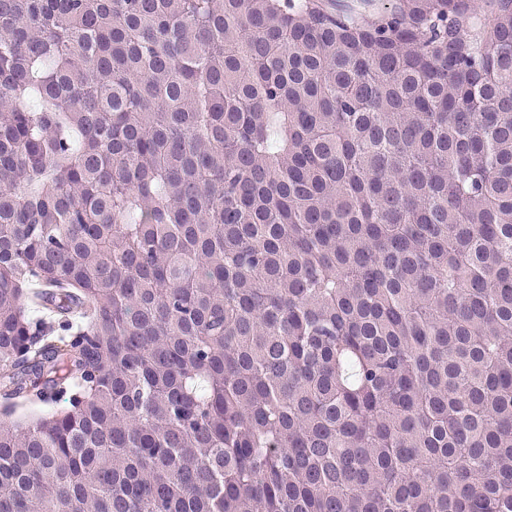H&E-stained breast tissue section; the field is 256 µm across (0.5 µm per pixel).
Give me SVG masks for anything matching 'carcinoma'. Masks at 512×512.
Returning a JSON list of instances; mask_svg holds the SVG:
<instances>
[{
	"instance_id": "obj_1",
	"label": "carcinoma",
	"mask_w": 512,
	"mask_h": 512,
	"mask_svg": "<svg viewBox=\"0 0 512 512\" xmlns=\"http://www.w3.org/2000/svg\"><path fill=\"white\" fill-rule=\"evenodd\" d=\"M388 2L0 0V512H512V0Z\"/></svg>"
}]
</instances>
